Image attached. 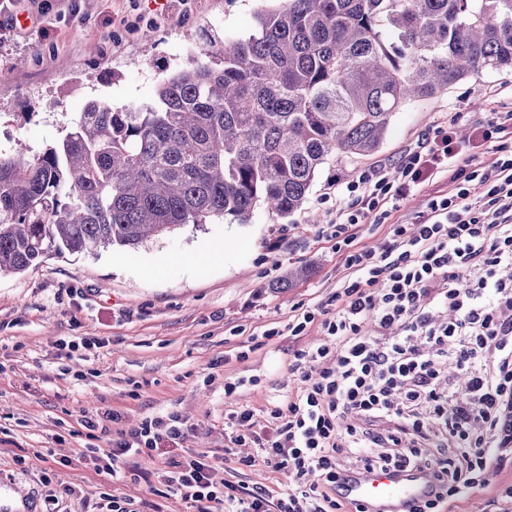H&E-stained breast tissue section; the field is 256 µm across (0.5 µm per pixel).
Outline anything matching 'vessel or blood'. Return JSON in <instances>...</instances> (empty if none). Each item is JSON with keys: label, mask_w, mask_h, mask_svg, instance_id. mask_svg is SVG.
<instances>
[{"label": "vessel or blood", "mask_w": 512, "mask_h": 512, "mask_svg": "<svg viewBox=\"0 0 512 512\" xmlns=\"http://www.w3.org/2000/svg\"><path fill=\"white\" fill-rule=\"evenodd\" d=\"M433 492L434 478L426 471H365L347 484L344 495L369 512H409L415 501Z\"/></svg>", "instance_id": "vessel-or-blood-1"}]
</instances>
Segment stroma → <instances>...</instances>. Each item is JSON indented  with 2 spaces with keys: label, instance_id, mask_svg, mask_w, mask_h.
<instances>
[{
  "label": "stroma",
  "instance_id": "35a3bbf8",
  "mask_svg": "<svg viewBox=\"0 0 512 512\" xmlns=\"http://www.w3.org/2000/svg\"><path fill=\"white\" fill-rule=\"evenodd\" d=\"M77 14L50 13L28 25V37L0 41V146L21 140L41 148L70 124L72 101L100 99L112 107L152 104L159 66L188 67L213 35L241 38L256 12L274 0H186L184 17L159 19L160 0H79ZM128 26L107 25L108 15ZM53 27L54 42L38 29ZM512 113V71L486 69L434 96L405 103L373 154L327 164L302 209L274 219L255 209L245 224L227 220L185 226L137 249L111 247L81 256H52L19 274L0 276V500L23 490L31 512H80V496L135 500L140 512H189L179 496L160 497L161 462L146 464L148 478L115 482L93 466L75 463L86 448L111 447L118 431L136 428L161 412L185 416V454H204L221 478L277 493L288 477L264 465L239 466L224 453V382L260 376L242 388L235 406L262 413L294 391L288 370L293 337L285 335L296 304L335 291L346 270L328 224L338 186L376 166L397 170L438 128L458 139ZM437 178L403 200L388 202L384 225L363 227L357 243L379 244L390 224L415 222L430 197L446 193ZM302 266L305 276L277 289L274 281ZM276 328L260 349L252 337ZM95 338L87 353L65 354L62 338ZM249 350L247 360H237ZM117 410L121 419L96 437L80 433L82 415ZM50 451L49 461L37 452ZM25 454L17 463L16 454ZM71 465H63V458ZM72 494H65V487Z\"/></svg>",
  "mask_w": 512,
  "mask_h": 512
}]
</instances>
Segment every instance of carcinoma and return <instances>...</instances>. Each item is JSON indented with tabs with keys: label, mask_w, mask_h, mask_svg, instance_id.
<instances>
[{
	"label": "carcinoma",
	"mask_w": 512,
	"mask_h": 512,
	"mask_svg": "<svg viewBox=\"0 0 512 512\" xmlns=\"http://www.w3.org/2000/svg\"><path fill=\"white\" fill-rule=\"evenodd\" d=\"M231 43L160 70L157 106L88 111L39 150H0V274L136 248L262 205L286 218L320 169L376 151L391 117L512 70V0H278Z\"/></svg>",
	"instance_id": "carcinoma-1"
}]
</instances>
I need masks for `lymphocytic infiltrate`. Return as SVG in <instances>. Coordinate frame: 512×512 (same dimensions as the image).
Listing matches in <instances>:
<instances>
[{
  "label": "lymphocytic infiltrate",
  "mask_w": 512,
  "mask_h": 512,
  "mask_svg": "<svg viewBox=\"0 0 512 512\" xmlns=\"http://www.w3.org/2000/svg\"><path fill=\"white\" fill-rule=\"evenodd\" d=\"M474 140L495 143L491 162L461 168L462 148L443 131L396 173L377 167L347 184L354 202L332 222L347 273L288 318L292 336L323 329L292 352L294 393L269 409L265 431L253 410L224 415L234 443L257 449L240 465L287 473L278 496L218 478L204 457L172 456L188 432L175 412L119 432L103 472L135 480L140 460L165 457L163 484L194 512H366L340 494L364 470H432L437 494L410 512H454L485 491L489 468L512 465V129L496 120ZM438 177L449 189L422 220L390 225L378 249L356 247L378 209Z\"/></svg>",
  "instance_id": "f902f5d3"
}]
</instances>
